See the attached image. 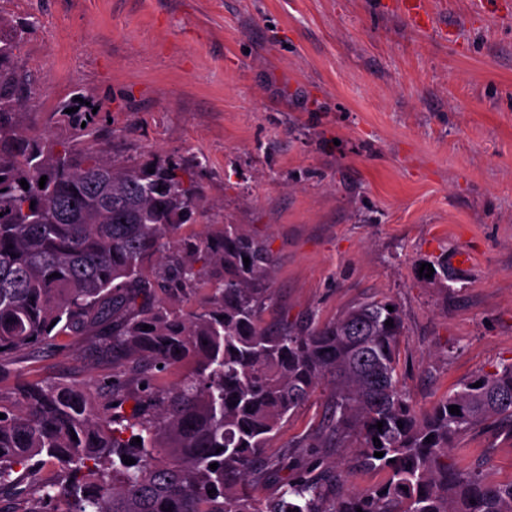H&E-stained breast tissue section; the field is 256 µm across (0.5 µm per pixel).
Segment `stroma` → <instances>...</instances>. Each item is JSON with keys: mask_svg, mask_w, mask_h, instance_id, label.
I'll use <instances>...</instances> for the list:
<instances>
[{"mask_svg": "<svg viewBox=\"0 0 512 512\" xmlns=\"http://www.w3.org/2000/svg\"><path fill=\"white\" fill-rule=\"evenodd\" d=\"M0 0L36 20L19 57L35 132L73 136L59 112L95 108L98 147L121 165L188 168L205 236L239 224L275 264L268 324L336 320L397 304L401 382L433 407L512 359V0ZM460 250L473 266L420 276ZM19 379L98 383L93 345L18 354ZM319 387L269 444L289 467L340 473L342 493L387 475L360 468L356 436L323 446ZM452 462L512 481V426L481 424Z\"/></svg>", "mask_w": 512, "mask_h": 512, "instance_id": "35a3bbf8", "label": "stroma"}]
</instances>
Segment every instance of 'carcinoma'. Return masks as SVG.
Segmentation results:
<instances>
[{
  "label": "carcinoma",
  "instance_id": "cac0c4a2",
  "mask_svg": "<svg viewBox=\"0 0 512 512\" xmlns=\"http://www.w3.org/2000/svg\"><path fill=\"white\" fill-rule=\"evenodd\" d=\"M34 29L0 16V369L21 351L91 336L112 353L113 372L97 390L23 381L0 394V501L62 495L66 512H512V482L448 463L462 430L512 422V361L419 413L397 373L403 323L392 301L307 330L263 325L272 255L238 224L185 233L204 208L185 168L118 165L93 149L90 110L67 115L75 139L30 132L18 58ZM205 285L207 304L184 311L182 299ZM184 362L189 376L156 387L157 374ZM322 383L326 430L357 433L360 463L387 473L380 486L342 496L339 475L290 474L267 453ZM130 398L131 415L117 413ZM266 483L278 493L262 501L254 489Z\"/></svg>",
  "mask_w": 512,
  "mask_h": 512
}]
</instances>
